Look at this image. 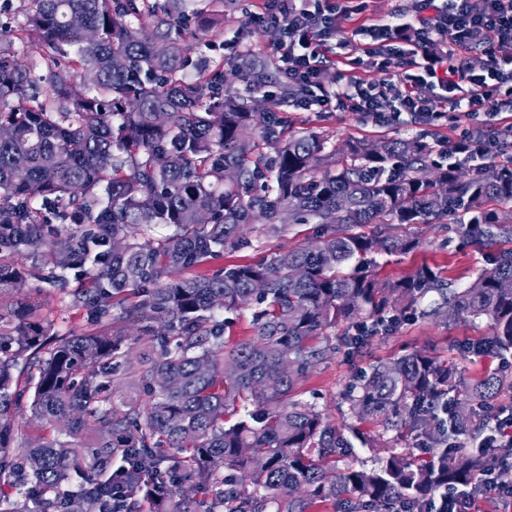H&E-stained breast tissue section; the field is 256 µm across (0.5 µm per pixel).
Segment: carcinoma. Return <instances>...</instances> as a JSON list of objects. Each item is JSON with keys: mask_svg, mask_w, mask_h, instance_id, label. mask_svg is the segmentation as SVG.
I'll list each match as a JSON object with an SVG mask.
<instances>
[{"mask_svg": "<svg viewBox=\"0 0 512 512\" xmlns=\"http://www.w3.org/2000/svg\"><path fill=\"white\" fill-rule=\"evenodd\" d=\"M32 2L19 28L0 27V297L22 279L20 257L101 329L51 337L27 301L0 306V512H141L126 489L144 474L153 512H421L442 489L480 492L489 465L512 467L484 412L512 398L495 372L464 377L418 350L378 361L351 384L356 422L342 428L300 391L336 354L326 331L339 324L365 329L344 338L358 353L418 318L483 319L489 336L472 346L512 352V248L489 253L461 291L439 268L390 280L373 261L415 252L417 228L449 215L478 247L512 240V212L485 208L512 204V156L443 165L428 141L397 136L340 159L323 136L283 125L263 85L246 83L244 98L248 61L228 77L222 61L188 70L192 33L169 20L184 0ZM192 22L209 32L224 17L197 10ZM16 39L52 66L36 92ZM510 137L477 134L485 152ZM250 224L316 230L262 262L194 274L247 246ZM243 310L253 336L228 349L220 313ZM143 336L137 354L124 349ZM130 375L146 401L112 405ZM26 407L68 439L29 436L16 423ZM367 424L426 441L430 459L407 450L336 471L351 439L374 441ZM102 461L117 467L102 474Z\"/></svg>", "mask_w": 512, "mask_h": 512, "instance_id": "1", "label": "carcinoma"}]
</instances>
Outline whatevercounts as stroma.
<instances>
[{
  "instance_id": "obj_1",
  "label": "stroma",
  "mask_w": 512,
  "mask_h": 512,
  "mask_svg": "<svg viewBox=\"0 0 512 512\" xmlns=\"http://www.w3.org/2000/svg\"><path fill=\"white\" fill-rule=\"evenodd\" d=\"M200 6L210 12L224 16V27L220 31L207 34V45L216 49L230 47L250 52L255 63L274 65V50L270 33L262 32L250 24L247 15L260 11L264 0H235L234 5L223 4L222 0H198ZM416 0H369L365 14L342 21L336 36L330 41L326 62H323L320 79L329 88L345 82L350 76L379 82L384 79H397L398 69L389 73L361 67L350 69L347 58L362 55L366 41L357 36L356 30L377 19L388 18L392 13H400L406 22L416 23L418 14ZM278 112L283 121L294 127H308L328 137L330 148L344 149L347 141L366 139L372 142L387 136L414 137L420 134V125L411 122L409 115H401L397 125H378L372 118L353 112L331 103L328 111L311 112L289 105H281ZM455 221L425 227L421 247L408 255L398 256L379 253L375 257L376 271L380 277L395 279L403 277L422 265L438 267L445 271L451 287H468L486 264L487 252L473 246L465 247L459 242ZM311 225H290L278 236H267L262 225L249 226L246 237L247 247L210 260L202 265V272L237 262H258L269 258L277 251L295 247L300 241L311 236ZM19 296L36 302L45 320L52 325L53 332L59 334L81 333L91 329L92 324L80 311L65 307L61 293L54 288L40 286L34 279H25L19 289ZM486 321H457L448 325L433 319H417L403 325L390 336L374 337L363 356L351 358L346 353H337L333 358L321 363L301 384L302 397L316 403L331 422L336 425L350 423L351 412L344 394L357 369L366 360H386L410 350H422L430 355L448 360L464 371L467 376H478L488 371L501 370L504 377L512 379V360L501 363L499 358L477 355L463 349L464 341L487 336Z\"/></svg>"
}]
</instances>
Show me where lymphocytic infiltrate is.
<instances>
[{
  "label": "lymphocytic infiltrate",
  "mask_w": 512,
  "mask_h": 512,
  "mask_svg": "<svg viewBox=\"0 0 512 512\" xmlns=\"http://www.w3.org/2000/svg\"><path fill=\"white\" fill-rule=\"evenodd\" d=\"M418 2L431 17L417 28L389 19L362 29L370 39L366 67L393 66L399 78L376 83L355 77L331 94L319 90L317 58L339 21L366 11L365 0H315L311 9L266 0L250 21L275 32L278 69L303 90L298 108L337 101L384 125L404 113L434 126L448 118L463 125L448 152L467 156L475 148L474 119L490 124L512 112V0H449L444 9L435 0ZM443 39L449 52H432V44Z\"/></svg>",
  "instance_id": "lymphocytic-infiltrate-1"
}]
</instances>
